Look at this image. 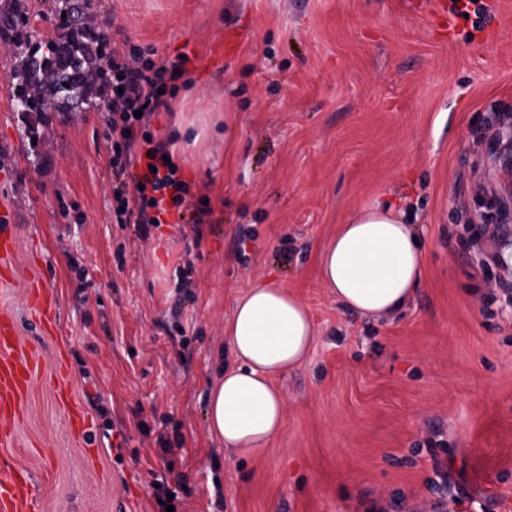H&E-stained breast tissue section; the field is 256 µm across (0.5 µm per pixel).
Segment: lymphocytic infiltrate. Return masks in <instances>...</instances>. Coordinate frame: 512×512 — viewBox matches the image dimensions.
Instances as JSON below:
<instances>
[{
  "label": "lymphocytic infiltrate",
  "instance_id": "obj_1",
  "mask_svg": "<svg viewBox=\"0 0 512 512\" xmlns=\"http://www.w3.org/2000/svg\"><path fill=\"white\" fill-rule=\"evenodd\" d=\"M96 40L112 44L107 67L112 93L106 102L105 148L112 171L111 197L117 223L134 224L148 241L152 227L163 224L171 207L182 206L190 185L176 163L166 162L168 144L151 130L156 113L171 109L174 84L190 61L158 63L136 50L129 40L111 41L108 28ZM512 208L507 203L475 213L465 230L473 248L472 262L483 276L493 277L503 291V304L512 308V254L502 241Z\"/></svg>",
  "mask_w": 512,
  "mask_h": 512
}]
</instances>
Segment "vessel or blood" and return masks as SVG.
<instances>
[{"mask_svg": "<svg viewBox=\"0 0 512 512\" xmlns=\"http://www.w3.org/2000/svg\"><path fill=\"white\" fill-rule=\"evenodd\" d=\"M16 249L15 237L0 233V283L8 284L11 271L8 262ZM30 307L46 326L56 321L57 303L53 295L44 291L30 294ZM18 329L8 312H0V446L9 447L13 441L15 423L23 414L26 397L38 382L41 371L30 356L14 355ZM53 391L59 407L68 415L77 433L87 430L85 412L72 398V378L67 370H59L53 378ZM40 500L30 474L12 468L0 471V512H39Z\"/></svg>", "mask_w": 512, "mask_h": 512, "instance_id": "b4317fda", "label": "vessel or blood"}]
</instances>
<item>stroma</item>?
<instances>
[{
  "label": "stroma",
  "mask_w": 512,
  "mask_h": 512,
  "mask_svg": "<svg viewBox=\"0 0 512 512\" xmlns=\"http://www.w3.org/2000/svg\"><path fill=\"white\" fill-rule=\"evenodd\" d=\"M482 3L465 18L450 0H92L154 61L191 58L152 130L198 133L173 159L208 213L145 245L112 215L104 108L17 111L0 44V217L17 240L0 308L44 373L68 366L90 421L73 433L41 382L0 447L42 512H160L159 483L183 512H449L459 493L512 507V320L464 230L490 112L512 107V0ZM21 4L55 39L65 0ZM385 200L410 214L425 269L400 312L369 317L323 288L319 250ZM270 276L307 303L316 336L276 380L281 434L231 455L207 431L206 397L236 300ZM37 286L58 303L47 330L28 307Z\"/></svg>",
  "instance_id": "35a3bbf8"
}]
</instances>
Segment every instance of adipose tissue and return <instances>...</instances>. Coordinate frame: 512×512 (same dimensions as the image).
<instances>
[{
    "label": "adipose tissue",
    "instance_id": "1",
    "mask_svg": "<svg viewBox=\"0 0 512 512\" xmlns=\"http://www.w3.org/2000/svg\"><path fill=\"white\" fill-rule=\"evenodd\" d=\"M323 282L348 310L381 317L401 309L423 275L424 252L400 207L376 202L340 225L320 253ZM224 336L235 359L206 400L209 434L225 449L247 452L280 435L286 402L273 380L309 356L315 325L284 285L261 280L236 301Z\"/></svg>",
    "mask_w": 512,
    "mask_h": 512
}]
</instances>
